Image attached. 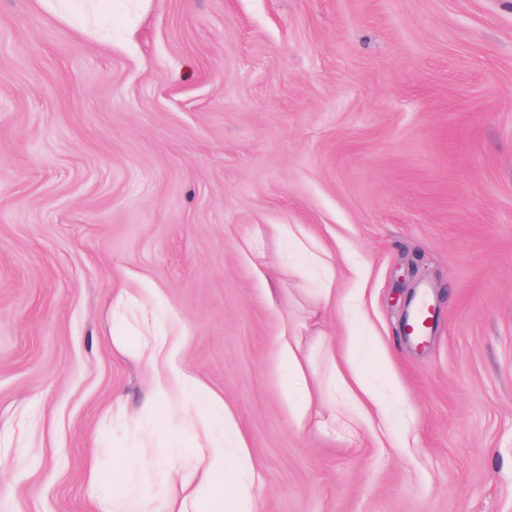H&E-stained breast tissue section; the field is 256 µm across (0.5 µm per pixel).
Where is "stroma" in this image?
Here are the masks:
<instances>
[{
	"label": "stroma",
	"mask_w": 512,
	"mask_h": 512,
	"mask_svg": "<svg viewBox=\"0 0 512 512\" xmlns=\"http://www.w3.org/2000/svg\"><path fill=\"white\" fill-rule=\"evenodd\" d=\"M295 321L362 374L386 352L401 413L293 425L282 392L326 376L279 366ZM149 330L236 411L259 512H512V0H112L108 39L0 0V512H98L122 455L126 492L181 497L201 429L185 395L144 410ZM272 226H276L275 227V232L281 236V237H286L288 239H291L293 240V242L297 245V247L299 249H301L303 252H305L311 259V261L319 266L320 268H322L324 271H326L328 273V286L327 288H321L322 289V292H321V297H322V301L324 303L325 306H329L330 304H333L336 306V288H331V283H332V269L328 263V261L326 260V258L324 256H322L320 253H322V251L317 247V245H315L312 241L308 240V243L310 244V246L316 250V252L312 251L308 245L297 235V232L296 231H300V229L298 227H293V226H298V225H295V224H273ZM167 343V336L156 334L145 336L134 346L131 353L137 359L154 360L157 362L161 357L165 359L169 357Z\"/></svg>",
	"instance_id": "1"
}]
</instances>
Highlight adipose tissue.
<instances>
[{
    "label": "adipose tissue",
    "instance_id": "adipose-tissue-1",
    "mask_svg": "<svg viewBox=\"0 0 512 512\" xmlns=\"http://www.w3.org/2000/svg\"><path fill=\"white\" fill-rule=\"evenodd\" d=\"M330 365L331 401L329 418L341 431H351L368 410L387 418L389 409L373 380L355 371L351 345L337 347L333 338L319 339ZM194 416L203 428L202 441L187 451L191 470L183 479V495L170 501L164 512H258V475L252 464L249 445L233 411L214 393L188 384ZM131 458L119 460L112 474L91 472L90 485L99 492L101 512H157L153 499H129L122 486Z\"/></svg>",
    "mask_w": 512,
    "mask_h": 512
}]
</instances>
